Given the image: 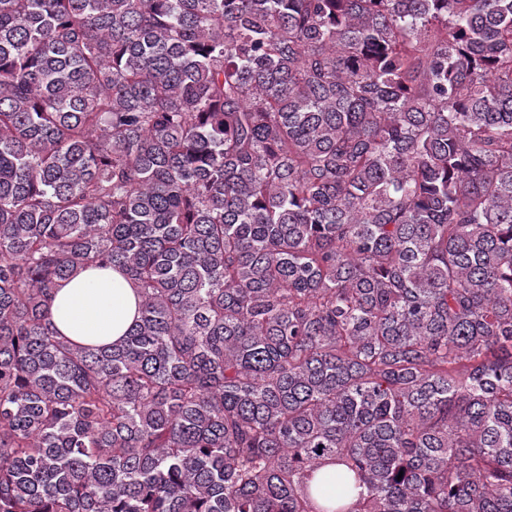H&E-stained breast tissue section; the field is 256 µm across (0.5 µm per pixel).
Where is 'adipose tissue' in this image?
<instances>
[{"label":"adipose tissue","instance_id":"adipose-tissue-1","mask_svg":"<svg viewBox=\"0 0 512 512\" xmlns=\"http://www.w3.org/2000/svg\"><path fill=\"white\" fill-rule=\"evenodd\" d=\"M138 303L121 271L91 266L58 286L52 320L77 344L105 346L125 334L137 316Z\"/></svg>","mask_w":512,"mask_h":512}]
</instances>
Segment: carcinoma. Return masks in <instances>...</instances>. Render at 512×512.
Listing matches in <instances>:
<instances>
[{
    "label": "carcinoma",
    "instance_id": "carcinoma-1",
    "mask_svg": "<svg viewBox=\"0 0 512 512\" xmlns=\"http://www.w3.org/2000/svg\"><path fill=\"white\" fill-rule=\"evenodd\" d=\"M0 512H512V0H0ZM138 303L121 271L89 266L55 290L52 320L77 344L105 346L125 334L137 317Z\"/></svg>",
    "mask_w": 512,
    "mask_h": 512
}]
</instances>
